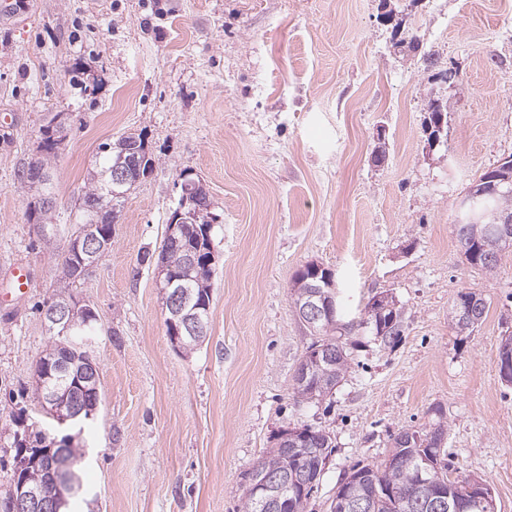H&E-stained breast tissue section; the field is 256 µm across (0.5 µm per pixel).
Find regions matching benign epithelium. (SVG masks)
I'll return each mask as SVG.
<instances>
[{
    "label": "benign epithelium",
    "mask_w": 512,
    "mask_h": 512,
    "mask_svg": "<svg viewBox=\"0 0 512 512\" xmlns=\"http://www.w3.org/2000/svg\"><path fill=\"white\" fill-rule=\"evenodd\" d=\"M445 112L441 108L435 109L433 122L429 131L433 132L429 143L434 145L440 142L444 132ZM142 159L137 155L118 154L113 159L111 168L112 184L122 187L134 185L142 178ZM512 186V159L506 158L496 167L490 169L479 181V186L471 191L473 196L497 195L503 187ZM183 203L194 205L188 215L178 214L177 222L167 228V237L176 235L180 225L188 223L190 219H196L201 214L208 215L210 222L216 218L210 214L208 202V190L203 181L185 180ZM94 212V224L85 228L76 235L69 244L68 253L76 258L81 266L92 268L110 243L108 234L98 236L94 229L96 223L104 218H115L113 207L92 208ZM482 219L488 221L500 237V241L506 250L512 249V217L497 211H488ZM209 260L200 252L192 251L184 256L182 264L173 268L166 262H161L156 267V284L160 288L163 309L165 312V325L167 334L172 344L178 348L187 346V341H199L205 335V323L202 314L208 312L209 301L197 291H191L183 286V282L193 279V274L201 271L203 267H209ZM312 274L300 278L295 282L293 289V307L299 320L314 334L328 329L334 322L336 313V292L333 275L330 271H322V267L316 263L304 266ZM396 302L388 292L374 294L364 308V320L372 321L377 328L376 335L383 336L385 328V313L395 311ZM90 308L82 306L73 297L60 294L55 298L51 310L47 314L46 322L50 330L58 332L61 343L59 347L69 352V357L60 358L53 351H46L42 355L44 374L40 380H46L52 375L57 376H83V382L89 387L96 388L98 375L85 370V366L93 364L92 356L86 351V346L73 340L72 332L81 326V321ZM336 361V348L324 346L313 353H308L302 358L296 373V382L303 384L308 376L322 367V364H332ZM44 408L50 409L59 424L64 425L76 418L82 408L77 406L68 395L60 391H49L42 398ZM75 447L74 439L65 437L63 440L53 441L47 448H21L15 457L14 469L16 471L17 484L12 494L14 512H40V510L52 506L69 489L68 470L73 465V457L69 449ZM279 447L285 453L292 454L301 448L307 447L304 434L300 429L287 428L282 431L279 439ZM436 474L429 478H422L419 482L420 491L427 497L428 506L435 512H443L448 508V500L441 494L433 493L434 487L440 483V475L437 474L439 466L431 463ZM38 469L47 473L48 478L31 483L28 475L32 469ZM248 490L257 497L263 509L267 512H288L290 500L288 498V485L278 483L267 475L261 468H256L253 478L250 480Z\"/></svg>",
    "instance_id": "7a95c632"
}]
</instances>
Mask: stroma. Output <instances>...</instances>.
<instances>
[{"mask_svg": "<svg viewBox=\"0 0 512 512\" xmlns=\"http://www.w3.org/2000/svg\"><path fill=\"white\" fill-rule=\"evenodd\" d=\"M412 34L432 62L400 46ZM78 61L93 89L71 84ZM436 102L448 124L432 146ZM58 114L56 203L38 224L27 213L37 191L16 172ZM1 117L0 272L22 262L32 282L0 312V498L14 415L65 433L35 390L52 342L42 306L65 291L94 312L87 349L102 385L79 438L83 512H241L247 474L287 427L332 440L307 507L328 512L351 466L383 462L400 431L439 422L452 474L512 512V384L498 370L512 252L478 270L453 234L472 180L512 155V0H25L0 23ZM129 134L153 170L119 207L111 247L69 283L74 205L100 144ZM184 172L209 189L215 263L207 336L179 351L148 258ZM311 261L332 273L347 317L391 292L402 332L391 344L353 332L344 379L299 402L293 376L315 337L291 286ZM469 289L488 316L460 334L451 306Z\"/></svg>", "mask_w": 512, "mask_h": 512, "instance_id": "35a3bbf8", "label": "stroma"}]
</instances>
